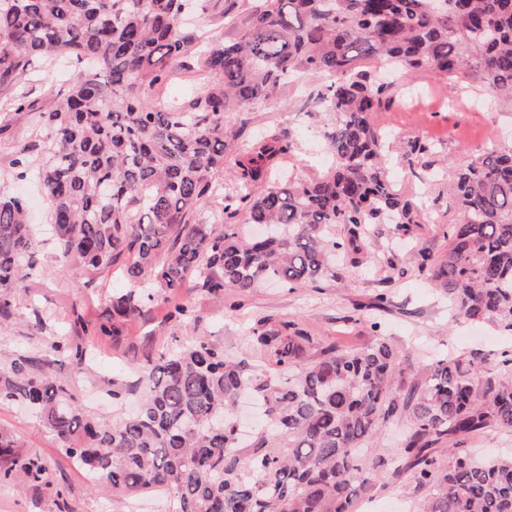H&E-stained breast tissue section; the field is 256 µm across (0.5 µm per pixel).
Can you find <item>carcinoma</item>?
Instances as JSON below:
<instances>
[{"label": "carcinoma", "mask_w": 512, "mask_h": 512, "mask_svg": "<svg viewBox=\"0 0 512 512\" xmlns=\"http://www.w3.org/2000/svg\"><path fill=\"white\" fill-rule=\"evenodd\" d=\"M207 0H0V87L45 62L81 72L48 99L40 118L48 146L37 163L63 263L96 277L118 265L136 287L112 294V321L100 336L189 282L219 300L272 280L289 289L331 275L330 258L365 259L371 224L404 234L419 223L413 199L385 167V137L374 116L391 102L386 71L425 70L448 80L480 75L512 108V0H260L238 38L204 40L194 18ZM211 75L188 100L154 93L175 69ZM296 75L319 77L317 103L332 116L323 132L332 165L310 180L277 172L295 143L276 135L249 144L234 162V191L223 195L239 224H204L201 206L224 190V161L236 135L229 112L266 103ZM17 176L30 147H18ZM448 195L458 215L448 249L421 251L418 273L448 296L454 316L512 332V149L472 155L456 167ZM25 200L0 192V319L33 267ZM345 225L337 236L331 227ZM255 348L279 368L254 370L200 340L163 353L142 369L136 411L114 423L78 407L50 380L55 358L83 369L86 352L56 336L46 359L0 367V401L33 409L65 454L112 492L162 491L172 512H354L365 474L395 462L425 491L419 512H512V454L477 461L457 438L512 432V381L477 376L441 356L407 382L400 346L388 336L350 349L323 347L288 321L251 329ZM251 394L269 427L240 456L236 403ZM408 434L392 459L368 460L363 443L396 417ZM447 440V462L436 445ZM21 474L47 481L43 462L0 428V483Z\"/></svg>", "instance_id": "carcinoma-1"}]
</instances>
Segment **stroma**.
Masks as SVG:
<instances>
[{
  "label": "stroma",
  "instance_id": "35a3bbf8",
  "mask_svg": "<svg viewBox=\"0 0 512 512\" xmlns=\"http://www.w3.org/2000/svg\"><path fill=\"white\" fill-rule=\"evenodd\" d=\"M257 0H208L196 24L206 36L235 39L244 18ZM69 74L44 64L9 89H0V191L25 197L28 222L35 239L36 266L12 304V315L0 321V361L21 355L40 356L51 336L64 334L92 352L84 371L67 358L52 369L55 383L65 388L86 412L107 421L131 413L138 391H131L121 406H114L107 391L112 383L135 381L138 369L173 339H216L226 355L253 369L274 367L269 354L253 348L250 327L264 324L278 329L297 321L316 347L333 344L360 347L374 334L401 343L406 358L422 367L439 354L449 352L463 360L482 362L493 369L501 354H512V334L489 324L455 323L448 300L434 282L410 268V254L422 248L441 255L448 248L446 231L456 210L448 197L447 183L456 165L473 154L494 147H512V110L502 107L476 77L458 85L437 79L430 72L397 74L391 88L395 103L375 115L377 127L393 141L429 140L431 155L389 162L398 187L415 197L424 212L422 223L409 235H399L394 225H371L366 249L367 264L357 266L344 257L333 261L332 275L319 287L294 291L263 283L247 295L225 292L223 302L188 288L180 302L191 309L188 317L170 318L169 305L149 304L125 325L119 338L96 335V327L112 316L113 293L128 290L120 271L81 287L78 275L58 259L51 237V214L38 182L17 178L12 159L17 145H32L39 158L46 145V129L38 125L34 110L42 106L44 91L65 88ZM321 88L317 78L293 79L261 108L230 113L227 124L237 133V144L249 142L260 131L294 141L297 150L288 160L289 172L300 178L318 176L328 163L323 139L327 121L318 112L314 97ZM25 110H16V103ZM391 297L393 309L381 316L380 331L370 326V304L377 293ZM0 426L9 429L28 453L42 458L50 481L65 487L64 498L34 490L25 481L0 484V512H129L132 504L113 494L104 483H91L61 449L57 435L39 417L11 402L0 403ZM369 490L357 503L356 512H415L423 493L415 489L409 474L387 467L369 471Z\"/></svg>",
  "mask_w": 512,
  "mask_h": 512
}]
</instances>
